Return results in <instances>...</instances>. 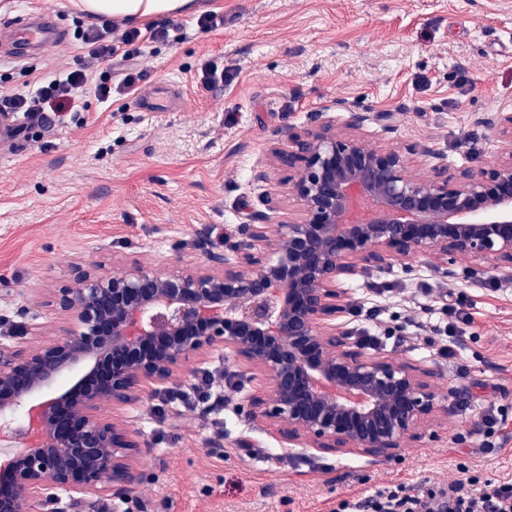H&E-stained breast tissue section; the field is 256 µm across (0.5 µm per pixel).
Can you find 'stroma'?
<instances>
[{
	"mask_svg": "<svg viewBox=\"0 0 512 512\" xmlns=\"http://www.w3.org/2000/svg\"><path fill=\"white\" fill-rule=\"evenodd\" d=\"M196 12L160 16L162 40L147 47L142 93L178 80L184 98L143 112L129 97L101 102L87 67L85 108L32 120L21 147L0 153V316L15 335L59 325L46 289L74 265L113 257L165 268L179 244L208 228L239 240L270 185L254 181L275 135L302 130L310 113L344 98L359 112H389L398 142L426 140L449 169L482 166L496 143L482 114L512 112V0H198ZM223 28L205 31L199 14ZM78 41L24 62H0V93L63 68L86 67ZM224 80L212 88L201 69ZM349 300L377 290L386 327L403 334L378 351L437 370L452 389L453 415L438 437L387 461L291 448L240 415L243 389L225 387L205 416H174L159 397L111 409L148 442L133 465L142 484L91 498L81 512H337L397 485L412 493L460 473L512 483V282L490 276L448 281L423 263L371 271L347 283ZM471 313L462 334L428 351L430 328ZM494 411L492 434L470 427ZM223 432L224 445L207 447ZM252 445L238 446L240 436Z\"/></svg>",
	"mask_w": 512,
	"mask_h": 512,
	"instance_id": "obj_1",
	"label": "stroma"
}]
</instances>
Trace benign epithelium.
Segmentation results:
<instances>
[{
  "label": "benign epithelium",
  "mask_w": 512,
  "mask_h": 512,
  "mask_svg": "<svg viewBox=\"0 0 512 512\" xmlns=\"http://www.w3.org/2000/svg\"><path fill=\"white\" fill-rule=\"evenodd\" d=\"M479 123L496 152L450 175L446 164L424 171L435 155L428 143L394 141L390 114L312 113L254 174L267 184L288 172L291 209L269 193L248 214L244 239L221 244L200 228L197 258L163 270L116 257L74 267L67 285L48 289L70 327L0 343V443L20 444L0 458V512H40L51 489L77 508L138 485L132 460L144 442L102 408L186 380L216 352L256 383L240 405L250 423L293 447L386 461L435 436L429 429L453 413L437 373L364 351L336 319L341 284L367 270L424 262L450 281H512V113ZM77 366L69 389L38 397Z\"/></svg>",
  "instance_id": "7a95c632"
}]
</instances>
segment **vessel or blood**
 I'll list each match as a JSON object with an SVG mask.
<instances>
[{
    "label": "vessel or blood",
    "instance_id": "vessel-or-blood-1",
    "mask_svg": "<svg viewBox=\"0 0 512 512\" xmlns=\"http://www.w3.org/2000/svg\"><path fill=\"white\" fill-rule=\"evenodd\" d=\"M67 39L54 13L30 9L18 18L0 19V55L23 61Z\"/></svg>",
    "mask_w": 512,
    "mask_h": 512
}]
</instances>
